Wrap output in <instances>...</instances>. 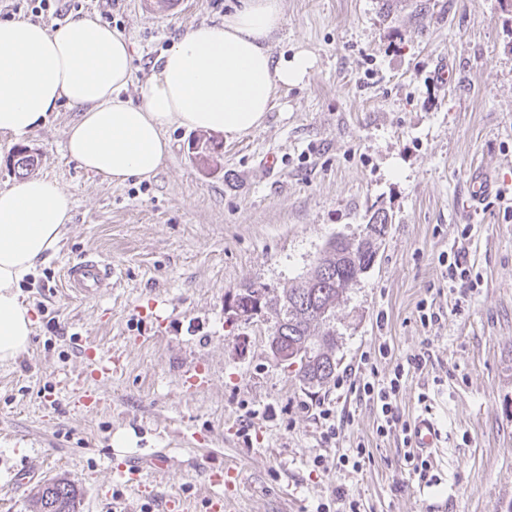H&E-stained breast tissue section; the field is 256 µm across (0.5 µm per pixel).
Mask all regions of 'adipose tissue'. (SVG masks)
<instances>
[{
  "mask_svg": "<svg viewBox=\"0 0 512 512\" xmlns=\"http://www.w3.org/2000/svg\"><path fill=\"white\" fill-rule=\"evenodd\" d=\"M283 22L282 0H239L223 23L188 28L141 84L136 105L122 95L133 81L132 55L116 30L90 17L54 28L0 21V133L29 134L64 99L81 110L67 130L72 159L115 182L152 178L170 152L168 127L242 136L264 126L277 88L309 78L310 50L299 44L277 57L268 46ZM70 209L45 177L0 190V362L30 344L33 312L20 284L56 250Z\"/></svg>",
  "mask_w": 512,
  "mask_h": 512,
  "instance_id": "obj_1",
  "label": "adipose tissue"
}]
</instances>
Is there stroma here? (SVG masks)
<instances>
[{
	"mask_svg": "<svg viewBox=\"0 0 512 512\" xmlns=\"http://www.w3.org/2000/svg\"><path fill=\"white\" fill-rule=\"evenodd\" d=\"M233 0H185L154 13L137 0H84L82 15L111 19L129 41L139 86L188 27L219 24ZM273 54L304 44L316 57L304 83L276 92L263 128L216 135L219 166L189 149L193 131L170 127L156 176L121 183L87 172L66 150L80 116L60 102L36 130L0 134V190L32 175L55 180L72 210L56 252L20 291L34 311L27 350L0 364V512H32L36 489L66 477L80 512H161L177 496L205 512L206 469L238 466L249 484L231 512H314L344 489L362 512H512V0H283ZM452 80L435 76L438 61ZM280 156L272 172L261 163ZM482 168L504 188L477 216L461 201ZM392 218L372 268L350 284L329 327L337 373L391 348L376 373L420 355L423 371L397 396L406 421L432 416L443 437L429 481L405 461L400 432H376L372 402L335 382L310 387L268 346L274 322L233 319L228 296L248 283L280 292L305 277L330 238L356 240L371 213ZM461 251L476 288L449 290L440 255ZM97 253L116 268L111 293L78 301L63 290L68 262ZM443 317L422 326L417 307ZM113 373L100 378L99 358ZM203 389H188L193 374ZM97 394L92 407L83 390ZM344 420L322 438L319 411ZM133 438L132 452L113 446ZM364 443L361 471L336 468ZM163 452L161 472L128 491L112 468L129 454ZM324 467H315V457Z\"/></svg>",
	"mask_w": 512,
	"mask_h": 512,
	"instance_id": "1",
	"label": "stroma"
}]
</instances>
